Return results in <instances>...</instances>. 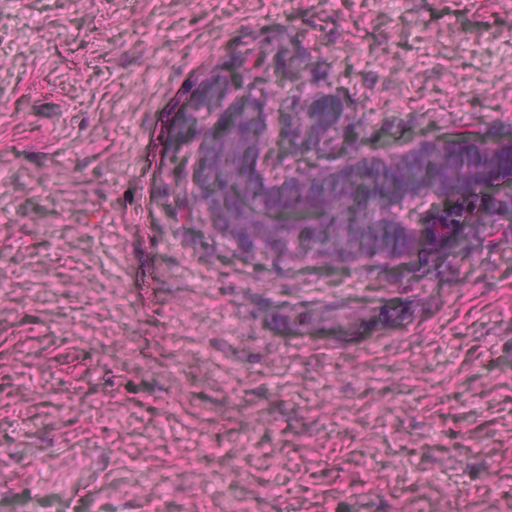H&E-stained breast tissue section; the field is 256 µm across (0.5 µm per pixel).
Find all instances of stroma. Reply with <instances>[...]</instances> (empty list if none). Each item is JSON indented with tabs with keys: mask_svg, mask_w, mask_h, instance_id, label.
I'll use <instances>...</instances> for the list:
<instances>
[{
	"mask_svg": "<svg viewBox=\"0 0 512 512\" xmlns=\"http://www.w3.org/2000/svg\"><path fill=\"white\" fill-rule=\"evenodd\" d=\"M222 78L340 163L512 142V0H0V512H512V223L232 256Z\"/></svg>",
	"mask_w": 512,
	"mask_h": 512,
	"instance_id": "obj_1",
	"label": "stroma"
}]
</instances>
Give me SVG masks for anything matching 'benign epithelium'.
I'll return each instance as SVG.
<instances>
[{
  "label": "benign epithelium",
  "instance_id": "obj_1",
  "mask_svg": "<svg viewBox=\"0 0 512 512\" xmlns=\"http://www.w3.org/2000/svg\"><path fill=\"white\" fill-rule=\"evenodd\" d=\"M229 96L231 110L225 114L220 130L211 136L199 168L197 197L212 213L215 231L252 254L288 255V241L296 224L308 225L309 243L301 253L303 257H319L347 266L364 258L408 253L419 245L446 239L447 226L397 224V243L391 246L374 237L365 241L362 250L351 244L338 250L336 240L322 236L321 225L337 222V232L353 235L358 226L370 223L374 216L386 223L394 222V209L422 195L446 203L492 184L499 185V197L483 206L479 220L512 221V182L501 180L499 166L501 158L512 157V143L485 147L457 139L417 141L408 152L391 157L382 168L398 174L410 160L439 157L442 162L433 177L421 183L396 185L371 199L358 225L352 226L336 221V215L343 211L340 190L353 187L358 180L370 179L376 166L359 163L325 169L309 165L297 172L285 168L274 179L264 171L265 163L304 147L314 149L318 155L336 151L328 140L342 117L336 99L328 97L302 114L277 113L280 135L273 139L268 114L246 84L234 89L223 83L212 86V104L221 105ZM461 153L473 154L481 162L448 165V157Z\"/></svg>",
  "mask_w": 512,
  "mask_h": 512
}]
</instances>
